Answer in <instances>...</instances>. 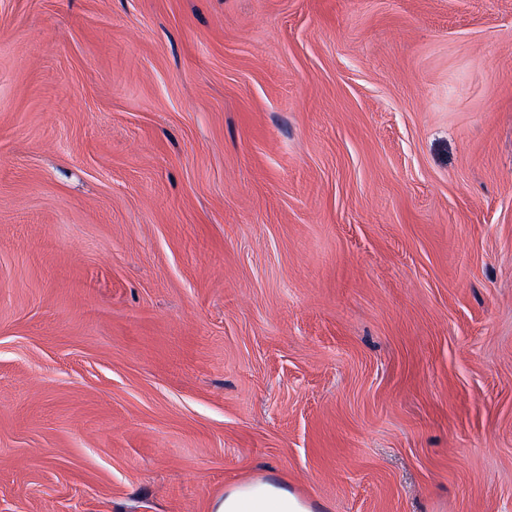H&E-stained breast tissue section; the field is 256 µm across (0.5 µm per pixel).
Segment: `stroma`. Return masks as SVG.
<instances>
[{
	"label": "stroma",
	"instance_id": "1",
	"mask_svg": "<svg viewBox=\"0 0 512 512\" xmlns=\"http://www.w3.org/2000/svg\"><path fill=\"white\" fill-rule=\"evenodd\" d=\"M512 512V0H0V512ZM211 512H313L311 505L288 490L280 480L256 478L224 490L211 505Z\"/></svg>",
	"mask_w": 512,
	"mask_h": 512
}]
</instances>
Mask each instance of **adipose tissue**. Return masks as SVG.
<instances>
[{"instance_id": "ef3b65f1", "label": "adipose tissue", "mask_w": 512, "mask_h": 512, "mask_svg": "<svg viewBox=\"0 0 512 512\" xmlns=\"http://www.w3.org/2000/svg\"><path fill=\"white\" fill-rule=\"evenodd\" d=\"M211 512H313L311 505L279 480L256 478L225 488Z\"/></svg>"}]
</instances>
